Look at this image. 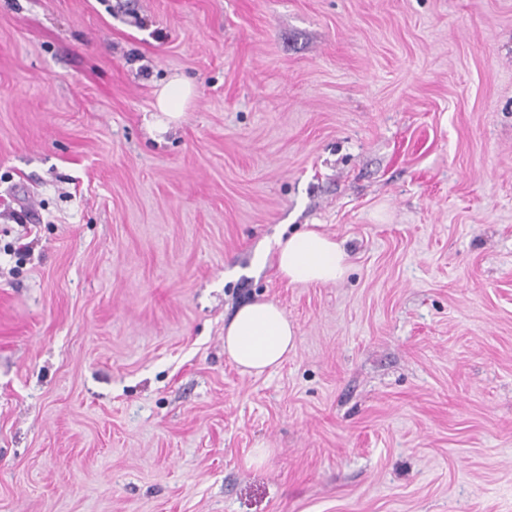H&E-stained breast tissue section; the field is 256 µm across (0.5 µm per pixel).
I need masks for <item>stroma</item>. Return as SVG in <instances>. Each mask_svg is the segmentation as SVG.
<instances>
[{"label":"stroma","instance_id":"35a3bbf8","mask_svg":"<svg viewBox=\"0 0 512 512\" xmlns=\"http://www.w3.org/2000/svg\"><path fill=\"white\" fill-rule=\"evenodd\" d=\"M0 512H512V0H0ZM193 93L192 86L179 78L172 79L166 86L161 88L157 94V108L167 121L158 119L151 124V129L158 132H165L168 122L176 120L182 114L189 98ZM278 274L291 284H334L350 268L349 254L328 233L310 228L279 237L275 251ZM296 340L293 323L272 301L240 307L224 327V353L250 375L280 366L295 350Z\"/></svg>","mask_w":512,"mask_h":512}]
</instances>
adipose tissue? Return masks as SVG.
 Instances as JSON below:
<instances>
[{
  "mask_svg": "<svg viewBox=\"0 0 512 512\" xmlns=\"http://www.w3.org/2000/svg\"><path fill=\"white\" fill-rule=\"evenodd\" d=\"M193 93L182 79H172L157 94L156 105L163 117L154 130L166 131L179 118ZM279 275L292 284H334L346 276L350 258L328 233L311 228L278 238L275 251ZM296 330L276 303L257 301L240 307L224 328V351L250 375H261L280 366L296 348Z\"/></svg>",
  "mask_w": 512,
  "mask_h": 512,
  "instance_id": "adipose-tissue-1",
  "label": "adipose tissue"
}]
</instances>
